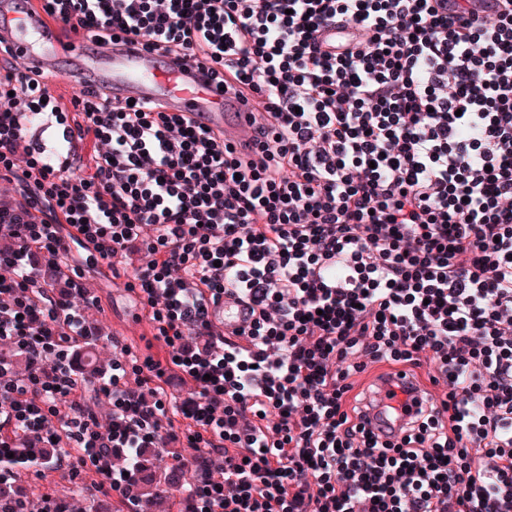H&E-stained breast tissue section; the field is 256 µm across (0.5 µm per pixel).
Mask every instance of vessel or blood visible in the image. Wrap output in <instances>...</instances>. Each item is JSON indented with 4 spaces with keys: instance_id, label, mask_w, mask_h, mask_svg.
Instances as JSON below:
<instances>
[{
    "instance_id": "obj_1",
    "label": "vessel or blood",
    "mask_w": 512,
    "mask_h": 512,
    "mask_svg": "<svg viewBox=\"0 0 512 512\" xmlns=\"http://www.w3.org/2000/svg\"><path fill=\"white\" fill-rule=\"evenodd\" d=\"M0 41L10 46L23 69L39 68L55 73L56 83L69 93H89L102 98H132L142 103H160L172 112H183L195 122L223 130L226 139L248 141L252 128L247 115L255 111V99L240 101L208 83L199 63L161 65L155 53L143 47L86 50V40L73 34L61 40L55 26L43 23L38 12L0 13ZM73 67L59 68L62 57ZM213 320L225 329L244 325L241 305L226 298L211 310Z\"/></svg>"
}]
</instances>
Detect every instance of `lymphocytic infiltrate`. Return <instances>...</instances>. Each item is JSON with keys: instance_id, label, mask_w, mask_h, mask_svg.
I'll return each instance as SVG.
<instances>
[{"instance_id": "obj_1", "label": "lymphocytic infiltrate", "mask_w": 512, "mask_h": 512, "mask_svg": "<svg viewBox=\"0 0 512 512\" xmlns=\"http://www.w3.org/2000/svg\"><path fill=\"white\" fill-rule=\"evenodd\" d=\"M37 3L259 109L240 147L160 104L66 102L0 49V481L32 438L137 512L116 452L181 467L177 444L224 456L189 512H512V0ZM126 267L167 356L79 378L87 273ZM227 295L252 316L230 334Z\"/></svg>"}]
</instances>
